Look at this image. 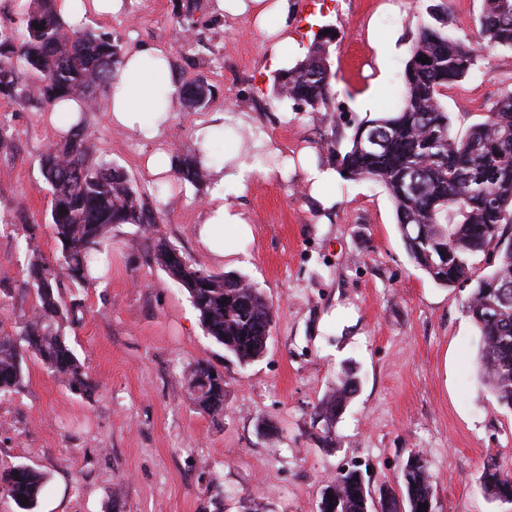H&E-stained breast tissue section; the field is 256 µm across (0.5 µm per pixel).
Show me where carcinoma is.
I'll return each instance as SVG.
<instances>
[{"label": "carcinoma", "instance_id": "obj_1", "mask_svg": "<svg viewBox=\"0 0 512 512\" xmlns=\"http://www.w3.org/2000/svg\"><path fill=\"white\" fill-rule=\"evenodd\" d=\"M201 11V0H173L172 22L191 30ZM479 37L481 44L475 47L422 23L405 65L401 106L353 124L348 137L334 131L324 143L345 178L385 188L411 261L435 284L448 288L472 280L471 258L496 253L493 269L475 279L465 312L481 336V379L512 410V93L494 101L461 137L452 134L443 102L448 89L478 66L482 50L512 48V0H484ZM333 40L331 33L316 34L304 57L277 73L270 107L286 100L295 112L339 111L330 61ZM124 53L120 38L92 28L70 30L58 19L55 0H37L19 29L8 36L0 31V98L22 109L49 112L57 101L77 97L91 111L108 94ZM419 57L428 62L417 61ZM175 92L188 107L202 109L218 90L191 81L175 83ZM172 162L178 181L199 188L211 179L216 155L211 148H178ZM40 170L51 188L48 228L59 256L45 257L38 243L41 225H26L28 260L21 291L32 296L31 310L11 332L0 331V395L17 394L27 386L31 359L70 392L93 390L66 328L79 320L82 304L75 291L94 285L91 262L117 224H133L147 236L154 263L188 292L206 334L225 352L242 364L265 354L273 305L241 275L212 272L184 252L174 258L170 242L157 230L161 209L146 201L122 167L96 155L90 126L73 125L68 136L42 154ZM490 302L497 313L488 319L485 307ZM202 365L197 361L183 372L184 385L197 409L218 420L224 417V372L210 367L214 376L204 389L197 385ZM357 386L349 371L314 407L312 420L328 425L311 433L319 446L335 447L329 424L343 414ZM401 472L399 490L385 489V512H427L419 510V504L434 499L427 459L411 454ZM334 481L332 512L372 509L360 470L342 469ZM480 483L499 502L512 490V475L489 459ZM46 486V475L31 466L0 464V493L23 512H34Z\"/></svg>", "mask_w": 512, "mask_h": 512}]
</instances>
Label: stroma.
Segmentation results:
<instances>
[{
    "instance_id": "35a3bbf8",
    "label": "stroma",
    "mask_w": 512,
    "mask_h": 512,
    "mask_svg": "<svg viewBox=\"0 0 512 512\" xmlns=\"http://www.w3.org/2000/svg\"><path fill=\"white\" fill-rule=\"evenodd\" d=\"M123 12L87 26L171 52L175 79L207 77L219 92L209 107L177 105L154 140L111 127L104 108L89 113L100 157L123 167L158 203L161 236L208 268L247 277L272 302L275 319L263 357L242 365L204 332L187 292L151 260L137 228L112 231V264L82 291L83 319L66 330L95 389L79 396L42 365L30 363L21 393L0 398V463L45 473L49 490L37 512H317L324 479L358 466L371 489L396 485L402 463L418 452L431 463L436 512H512L489 499L480 475L487 458L512 471V411L481 386V346L468 319V285H436L411 262L395 208L378 184L338 176L336 202L322 208L305 180L309 167L336 171L324 147L332 128L397 109L403 72L422 22L444 20L476 40L483 0H296L287 21L233 14L203 0L197 30L215 52L191 65L179 45L170 0H123ZM336 33L331 69L342 108L296 113L268 108L281 50L292 67L319 25ZM512 93V49L483 60L444 99L455 133L490 103ZM370 107H361L364 98ZM224 124L223 159L247 161L243 133L285 153L284 172L256 167L224 200L252 235L225 237L224 259L204 251L196 230L209 188L177 185L147 171L158 149H193L212 114ZM13 133L0 152V330L11 331L31 302L17 293L26 264L25 226L49 217L50 193L39 159L54 136L45 114L0 100ZM206 360L224 373V416L213 420L190 402L182 375ZM360 387L336 430V445L310 439L311 412L335 385L342 365ZM275 427L264 436L260 424ZM224 496L214 499L213 486Z\"/></svg>"
}]
</instances>
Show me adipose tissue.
<instances>
[{
    "instance_id": "obj_1",
    "label": "adipose tissue",
    "mask_w": 512,
    "mask_h": 512,
    "mask_svg": "<svg viewBox=\"0 0 512 512\" xmlns=\"http://www.w3.org/2000/svg\"><path fill=\"white\" fill-rule=\"evenodd\" d=\"M177 97L167 50L152 46L138 47L126 53L114 70L107 96V115L111 125L157 137L173 117ZM245 165L229 173H216L202 224L197 228L201 247L214 257L224 255V233L248 234L242 215L224 201V182H244Z\"/></svg>"
}]
</instances>
